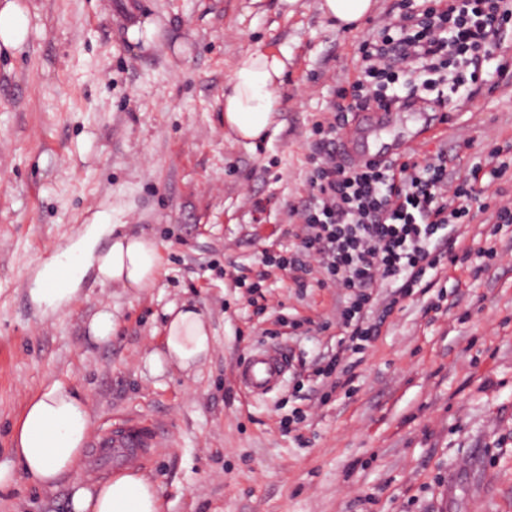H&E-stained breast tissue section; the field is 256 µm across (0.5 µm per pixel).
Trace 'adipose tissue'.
Here are the masks:
<instances>
[{"label": "adipose tissue", "mask_w": 512, "mask_h": 512, "mask_svg": "<svg viewBox=\"0 0 512 512\" xmlns=\"http://www.w3.org/2000/svg\"><path fill=\"white\" fill-rule=\"evenodd\" d=\"M29 8L21 0H0V52H21L29 40ZM286 67L276 54L257 50L234 65L224 94V127L238 141L251 144L275 133L277 90ZM160 254L154 240L115 234L111 209L93 213L85 230L45 261L30 296L43 310L58 312L77 297L87 274L100 285L114 282L142 290L155 282ZM163 349L148 358L153 371L171 363L193 369L210 352L213 335L197 307L170 305L165 311ZM92 419L83 396L53 383L30 398L11 433V453L18 468H0V487L21 479L44 489L56 488L81 469ZM70 512H162L156 482L131 467L115 470L92 483L73 480Z\"/></svg>", "instance_id": "1"}]
</instances>
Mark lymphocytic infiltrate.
I'll return each mask as SVG.
<instances>
[{
	"mask_svg": "<svg viewBox=\"0 0 512 512\" xmlns=\"http://www.w3.org/2000/svg\"><path fill=\"white\" fill-rule=\"evenodd\" d=\"M512 18V0H426L396 24L377 29L358 47L350 102L335 103L314 125L309 183L313 205L289 207L288 255H264V266L288 272L299 288L310 275L318 286L340 288L339 325L351 350L379 335L400 298L421 287L427 271L464 266L472 257L458 245L459 221L479 202L484 179L504 175L487 160L468 185L449 188L448 161L419 159L349 163L336 153V132L349 113L422 104L443 112L450 99L471 98L458 73L481 71Z\"/></svg>",
	"mask_w": 512,
	"mask_h": 512,
	"instance_id": "obj_1",
	"label": "lymphocytic infiltrate"
}]
</instances>
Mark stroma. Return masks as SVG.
I'll use <instances>...</instances> for the list:
<instances>
[{"label": "stroma", "instance_id": "stroma-1", "mask_svg": "<svg viewBox=\"0 0 512 512\" xmlns=\"http://www.w3.org/2000/svg\"><path fill=\"white\" fill-rule=\"evenodd\" d=\"M25 50L0 56V466L12 427L55 382L88 399L86 476L118 426L151 435L138 467L163 512H512V168L471 210L473 249L496 248L437 276L444 302L397 305L365 350L346 353L351 384L313 373L341 329L336 288L260 278L263 251L285 253L289 205L311 200L316 121L356 75L357 47L390 21L374 0L355 28L320 0H26ZM149 26L151 39L130 40ZM256 49L286 56L279 132L245 146L224 129V86ZM487 62L472 99L446 124L429 112L378 113L385 141L445 154L454 184L493 147L512 161V77ZM268 200L262 218L252 202ZM111 207L119 232L155 240L162 270L142 291L86 278L63 312L43 314L29 288L40 265ZM260 281L258 289L249 284ZM197 304L214 335L193 371L151 372L169 304ZM112 310L111 342L87 326ZM288 356L280 385L247 392L236 364L260 346ZM69 480L0 491V512H68Z\"/></svg>", "mask_w": 512, "mask_h": 512}]
</instances>
